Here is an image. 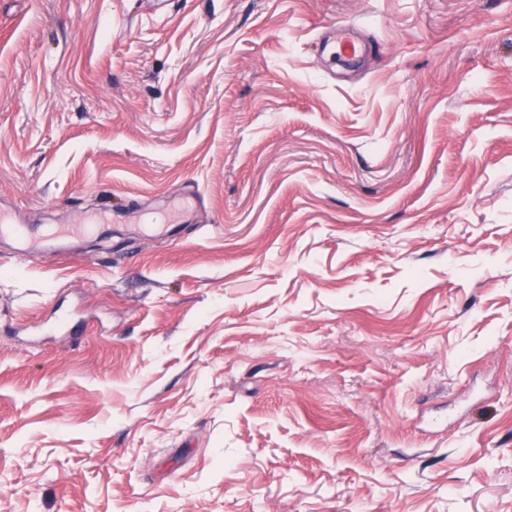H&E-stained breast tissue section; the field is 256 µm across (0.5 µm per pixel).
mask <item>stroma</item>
I'll use <instances>...</instances> for the list:
<instances>
[{
	"label": "stroma",
	"instance_id": "stroma-1",
	"mask_svg": "<svg viewBox=\"0 0 512 512\" xmlns=\"http://www.w3.org/2000/svg\"><path fill=\"white\" fill-rule=\"evenodd\" d=\"M0 212L6 512H512V0H0Z\"/></svg>",
	"mask_w": 512,
	"mask_h": 512
}]
</instances>
